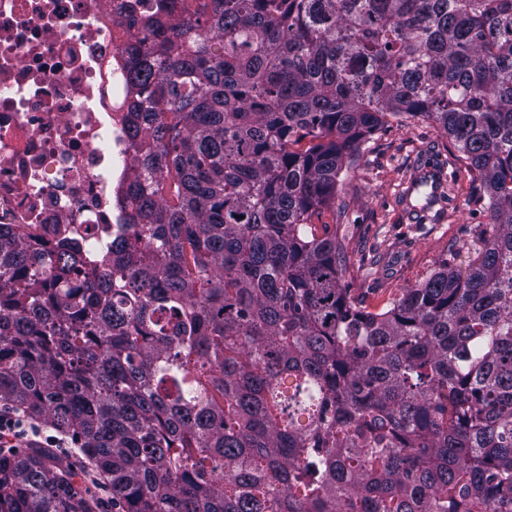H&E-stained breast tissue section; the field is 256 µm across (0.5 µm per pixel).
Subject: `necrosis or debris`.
I'll list each match as a JSON object with an SVG mask.
<instances>
[{
	"label": "necrosis or debris",
	"mask_w": 512,
	"mask_h": 512,
	"mask_svg": "<svg viewBox=\"0 0 512 512\" xmlns=\"http://www.w3.org/2000/svg\"><path fill=\"white\" fill-rule=\"evenodd\" d=\"M159 0H0V225L88 260L133 180L127 46Z\"/></svg>",
	"instance_id": "obj_1"
}]
</instances>
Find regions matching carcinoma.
<instances>
[{"mask_svg": "<svg viewBox=\"0 0 512 512\" xmlns=\"http://www.w3.org/2000/svg\"><path fill=\"white\" fill-rule=\"evenodd\" d=\"M138 24L131 235L91 263L0 228V402L72 437L118 512H512V0ZM403 116L465 155L490 231L373 312L311 218ZM78 476L0 456V512H96Z\"/></svg>", "mask_w": 512, "mask_h": 512, "instance_id": "1", "label": "carcinoma"}]
</instances>
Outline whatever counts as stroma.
<instances>
[{
  "label": "stroma",
  "mask_w": 512,
  "mask_h": 512,
  "mask_svg": "<svg viewBox=\"0 0 512 512\" xmlns=\"http://www.w3.org/2000/svg\"><path fill=\"white\" fill-rule=\"evenodd\" d=\"M450 182V199L423 209L409 194L425 171ZM488 197L452 139L434 122L393 119L362 145L340 176L336 197L314 216L345 243V285L369 309L423 282L441 262L466 266L489 222Z\"/></svg>",
  "instance_id": "stroma-1"
}]
</instances>
